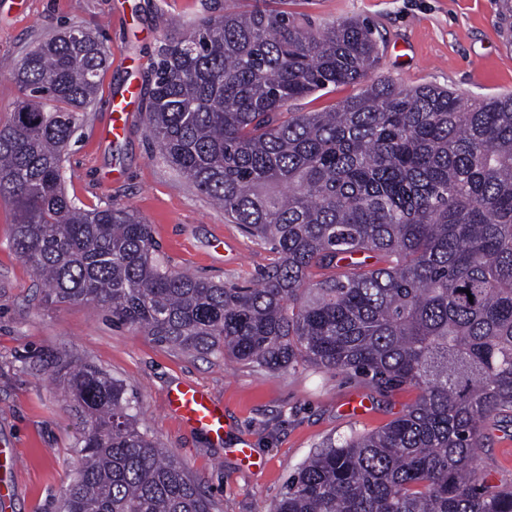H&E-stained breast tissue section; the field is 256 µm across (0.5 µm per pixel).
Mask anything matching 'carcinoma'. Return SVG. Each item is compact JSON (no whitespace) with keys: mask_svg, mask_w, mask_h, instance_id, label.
<instances>
[{"mask_svg":"<svg viewBox=\"0 0 512 512\" xmlns=\"http://www.w3.org/2000/svg\"><path fill=\"white\" fill-rule=\"evenodd\" d=\"M289 2L225 0L151 71L150 138L276 254L258 284L171 271L136 211L67 195L66 150L112 66L81 26L13 72L24 97L0 127L12 246L46 296L182 350L418 391L381 430L327 442L274 512H512V486L477 467L489 423H512V95L468 104L444 87L370 80L372 27L319 26ZM499 24L512 43V0ZM347 84L359 93L330 111H288ZM314 267L333 273L314 282ZM57 373L85 420L62 512H211L120 380L91 362Z\"/></svg>","mask_w":512,"mask_h":512,"instance_id":"1","label":"carcinoma"}]
</instances>
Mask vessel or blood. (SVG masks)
Wrapping results in <instances>:
<instances>
[{
	"label": "vessel or blood",
	"mask_w": 512,
	"mask_h": 512,
	"mask_svg": "<svg viewBox=\"0 0 512 512\" xmlns=\"http://www.w3.org/2000/svg\"><path fill=\"white\" fill-rule=\"evenodd\" d=\"M137 117L133 95L113 101L111 119L102 128L103 137H116ZM164 405L170 413L180 417L187 425L203 430L215 437L224 435V410L202 388L191 384H177L168 389Z\"/></svg>",
	"instance_id": "vessel-or-blood-1"
}]
</instances>
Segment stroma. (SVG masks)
<instances>
[{
	"instance_id": "obj_1",
	"label": "stroma",
	"mask_w": 512,
	"mask_h": 512,
	"mask_svg": "<svg viewBox=\"0 0 512 512\" xmlns=\"http://www.w3.org/2000/svg\"><path fill=\"white\" fill-rule=\"evenodd\" d=\"M289 8L324 24L372 26L377 77L443 86L469 101L512 93V47L498 27V0H291ZM223 10L224 0H0V126L21 96L10 74L33 45L69 25L98 32L112 48V65L70 147L68 196L88 209L138 212L171 270L248 285L274 253L227 223L164 161L146 115L119 137L97 135L109 121L108 102L130 84L139 85V105L147 107L162 47ZM14 219L0 201V512H59L76 474L82 419L55 373L64 360L90 361L125 384L142 427L184 464L212 512H272L289 477L327 441L377 430L417 398L410 387L381 391L367 378L308 363L270 372L190 355L105 312L49 299L11 246ZM183 382L223 406V438L165 410V392ZM489 433L478 468L491 484L512 486V426ZM243 447L252 449L255 467L242 465Z\"/></svg>"
}]
</instances>
